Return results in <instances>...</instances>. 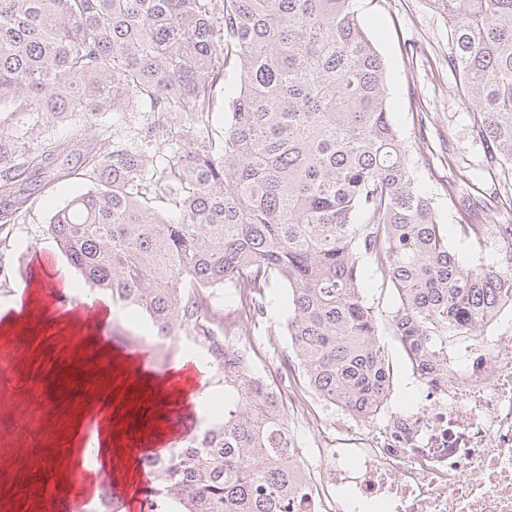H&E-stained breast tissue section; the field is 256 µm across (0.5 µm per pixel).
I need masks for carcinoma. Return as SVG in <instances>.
Instances as JSON below:
<instances>
[{"mask_svg":"<svg viewBox=\"0 0 512 512\" xmlns=\"http://www.w3.org/2000/svg\"><path fill=\"white\" fill-rule=\"evenodd\" d=\"M434 3L488 163L512 164V0ZM226 71L238 91L216 138L212 87ZM138 99L153 115L146 137L101 129ZM70 118L79 144L26 148L35 127ZM175 126L192 145L157 157ZM75 153L91 188L47 234L90 293L138 310L159 343L183 328L224 385L220 421L144 458L155 512H303L306 500L275 386L228 356L237 324L215 333L210 289L248 297L244 322L265 289L286 286L296 386L363 416L392 370L365 261L398 294L392 333L413 366L512 300L511 259L465 263L448 248L355 0H0V230Z\"/></svg>","mask_w":512,"mask_h":512,"instance_id":"cac0c4a2","label":"carcinoma"}]
</instances>
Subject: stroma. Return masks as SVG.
<instances>
[{
    "label": "stroma",
    "mask_w": 512,
    "mask_h": 512,
    "mask_svg": "<svg viewBox=\"0 0 512 512\" xmlns=\"http://www.w3.org/2000/svg\"><path fill=\"white\" fill-rule=\"evenodd\" d=\"M356 8L367 34L373 39L387 73V104L414 165L417 182L430 199L439 223L448 225V246L467 263L496 264L501 242L498 224L512 221V166L489 171L485 153L473 131L474 112L459 89L458 77L448 68V20L433 0H356ZM46 188L37 196L24 220L7 227L5 244L0 245V308L9 304L24 282L28 260L39 250L55 251L46 233L50 216L88 184L76 172H48ZM456 185L459 193L482 195L490 207L466 216L457 195L448 192ZM480 224L479 237L463 236L455 226L462 219ZM272 303L266 304L254 321L242 325L229 342L246 348L254 369L261 374L283 378V368L293 353L279 326L288 310V291L274 288ZM364 296L380 327V339L392 357V390L407 406L425 403L422 388L412 366L394 342L392 318L398 297L374 267L364 269ZM112 336L156 346L159 366L173 365L190 347L182 340L176 345L156 344L152 333L141 331L129 311H121L111 321ZM29 361L22 383L38 402L39 425L51 434V447H30L24 463L0 462V502L11 505L10 512H65L69 497L66 488L52 493H20L21 472L42 471L43 456L62 457L66 438L59 433L61 419L70 418L84 403L88 384L103 379L92 359L75 366L72 350L55 342L53 335L32 328Z\"/></svg>",
    "instance_id": "1"
}]
</instances>
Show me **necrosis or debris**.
I'll list each match as a JSON object with an SVG mask.
<instances>
[{
  "label": "necrosis or debris",
  "mask_w": 512,
  "mask_h": 512,
  "mask_svg": "<svg viewBox=\"0 0 512 512\" xmlns=\"http://www.w3.org/2000/svg\"><path fill=\"white\" fill-rule=\"evenodd\" d=\"M436 355L425 406L349 417L336 448L294 446L305 512H512V336Z\"/></svg>",
  "instance_id": "necrosis-or-debris-1"
}]
</instances>
